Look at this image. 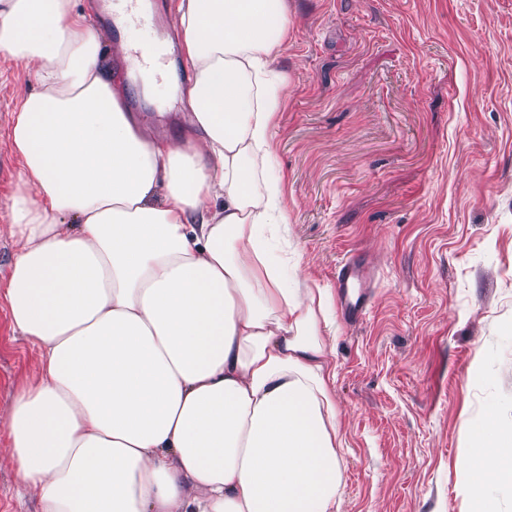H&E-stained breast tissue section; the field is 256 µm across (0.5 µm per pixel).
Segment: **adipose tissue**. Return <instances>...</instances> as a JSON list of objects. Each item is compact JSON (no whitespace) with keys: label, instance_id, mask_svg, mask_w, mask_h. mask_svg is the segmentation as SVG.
Segmentation results:
<instances>
[{"label":"adipose tissue","instance_id":"ef3b65f1","mask_svg":"<svg viewBox=\"0 0 512 512\" xmlns=\"http://www.w3.org/2000/svg\"><path fill=\"white\" fill-rule=\"evenodd\" d=\"M179 141L147 135L69 0H0L21 193L0 282L39 371L6 420L40 512H336L330 291L270 179L287 0H179ZM471 405L473 500L512 512V398Z\"/></svg>","mask_w":512,"mask_h":512}]
</instances>
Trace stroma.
<instances>
[{"mask_svg":"<svg viewBox=\"0 0 512 512\" xmlns=\"http://www.w3.org/2000/svg\"><path fill=\"white\" fill-rule=\"evenodd\" d=\"M287 77L271 177L311 281L352 256L374 270L367 315L336 311L338 512H472V389L494 362L512 393V0H288ZM173 133L176 107L131 83ZM37 85L0 64V277L20 168L8 129ZM38 373L0 302V453L13 398Z\"/></svg>","mask_w":512,"mask_h":512,"instance_id":"35a3bbf8","label":"stroma"}]
</instances>
